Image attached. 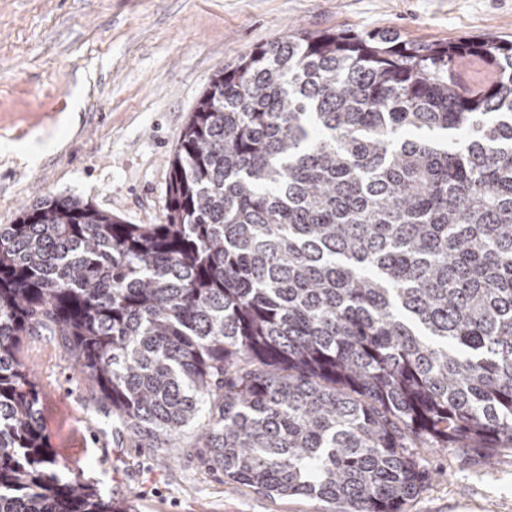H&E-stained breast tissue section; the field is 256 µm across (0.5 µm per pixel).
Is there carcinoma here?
Wrapping results in <instances>:
<instances>
[{"label": "carcinoma", "instance_id": "obj_1", "mask_svg": "<svg viewBox=\"0 0 512 512\" xmlns=\"http://www.w3.org/2000/svg\"><path fill=\"white\" fill-rule=\"evenodd\" d=\"M38 326L130 441L405 512L412 449L512 447V41L291 30L209 83L163 223L55 196L0 224V512H122L46 448Z\"/></svg>", "mask_w": 512, "mask_h": 512}]
</instances>
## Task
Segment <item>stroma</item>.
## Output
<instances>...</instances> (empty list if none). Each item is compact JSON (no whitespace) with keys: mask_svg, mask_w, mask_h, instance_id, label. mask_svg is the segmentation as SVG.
Returning a JSON list of instances; mask_svg holds the SVG:
<instances>
[{"mask_svg":"<svg viewBox=\"0 0 512 512\" xmlns=\"http://www.w3.org/2000/svg\"><path fill=\"white\" fill-rule=\"evenodd\" d=\"M393 28L418 41L512 40V0H0V224L74 196L130 224L163 219L182 128L215 74L291 29ZM22 357L62 477L125 512H334L203 466L194 448L112 434L108 401L46 329ZM429 478L406 512H512V450L415 449Z\"/></svg>","mask_w":512,"mask_h":512,"instance_id":"1","label":"stroma"}]
</instances>
